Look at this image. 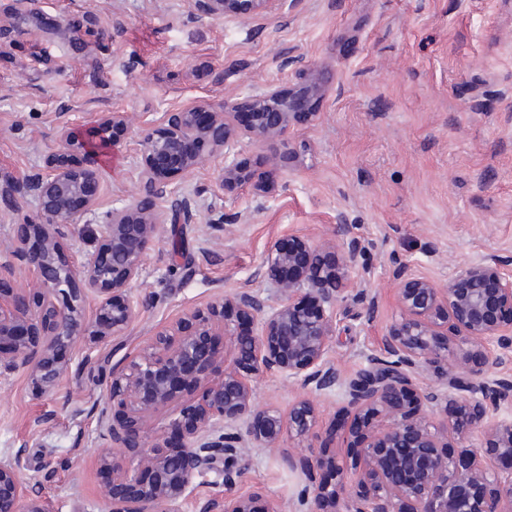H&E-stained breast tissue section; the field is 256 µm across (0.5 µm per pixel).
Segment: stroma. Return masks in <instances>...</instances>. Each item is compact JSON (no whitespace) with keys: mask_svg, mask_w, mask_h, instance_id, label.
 <instances>
[{"mask_svg":"<svg viewBox=\"0 0 512 512\" xmlns=\"http://www.w3.org/2000/svg\"><path fill=\"white\" fill-rule=\"evenodd\" d=\"M94 16L98 37L87 34ZM0 22L15 26L0 56V241L34 217L26 178L111 112L137 123L115 131L99 156V211L133 202L138 192L141 123L225 94L290 86L286 55L303 56L327 78L322 95L290 128L288 162L274 164L250 141L241 158L265 175L270 192L222 191L232 232L207 223L223 157L180 181L162 203L190 200L187 224L162 225L130 295L136 318L110 343L113 360L140 351L174 318L250 285L275 298L256 271L267 249L291 236L329 238L345 215L364 253L354 268L377 299L373 318L344 304L331 358L351 374L376 352L395 319L396 271L438 286L458 265L488 256L512 259V0H297L249 23L201 15L196 0H41L23 20L10 4ZM59 28L46 40L42 29ZM106 399L99 371L80 369L54 393L35 392L25 374L0 379V456L25 448L23 478L50 512H102L104 475L94 460L107 442L91 410ZM343 388L318 402L309 445L355 462L360 442L343 437L349 422ZM50 415L45 425L37 418ZM239 491L290 500L298 491L273 456L253 452Z\"/></svg>","mask_w":512,"mask_h":512,"instance_id":"stroma-1","label":"stroma"}]
</instances>
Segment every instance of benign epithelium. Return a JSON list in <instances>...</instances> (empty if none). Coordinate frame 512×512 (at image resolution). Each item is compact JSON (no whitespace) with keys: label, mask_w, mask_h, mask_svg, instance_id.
Wrapping results in <instances>:
<instances>
[{"label":"benign epithelium","mask_w":512,"mask_h":512,"mask_svg":"<svg viewBox=\"0 0 512 512\" xmlns=\"http://www.w3.org/2000/svg\"><path fill=\"white\" fill-rule=\"evenodd\" d=\"M202 15L234 16L249 22L286 0H197ZM300 76L294 90L267 86L246 97L228 94L224 102L197 104L164 113L159 123L139 129L140 192L128 205L98 216L101 191L98 151L93 140L112 141L126 126V112H112L90 130L88 139L67 137L84 153L71 165L64 155L23 184L37 202V215L12 225L3 267H33L23 288L0 281V378L23 372L33 388L47 394L71 371L58 352L76 340L85 344L81 366L111 364L107 407L98 422L108 449L95 462L110 475L101 490L104 512H181L182 503L211 475L224 485L222 496L198 501V512H512V376L496 373L512 355V264L496 256L458 267L446 287L421 277H404L397 292L398 317L382 348L344 377L330 358L339 307L349 301L375 312V300L353 274L359 241L333 237L319 245L295 236L267 251L258 276L270 281L277 300L244 285L205 307L185 313L156 331L138 353L112 363L103 354L136 317L129 286L137 281L147 250L160 226L189 221L191 204L168 212L160 202L186 176L215 153L224 155L222 189L250 184L266 193L259 175L245 169L233 148L240 139L256 142L269 158L289 159L288 128L301 116V100L324 89L322 76L301 58H287ZM210 228L222 232L236 218L209 206ZM100 223L92 248L71 258L64 240L81 233V224ZM93 318H86L87 303ZM245 323L259 333L243 335ZM220 330L225 337L224 373L208 382L205 394L180 411L166 428L149 433L147 416L203 380L216 364L207 347ZM437 374L439 385L424 388L419 377ZM280 376L308 391L283 411L258 404L254 382ZM344 385L351 431L365 438L364 465L350 468L311 448L295 451L288 441L312 436L319 411L314 398ZM464 433L480 435L485 446H460ZM275 452L303 478L291 506L258 491L240 493L247 455ZM26 449L0 457V512H48L21 477ZM328 468L336 481L321 478ZM150 477L142 478L141 472Z\"/></svg>","instance_id":"7a95c632"}]
</instances>
